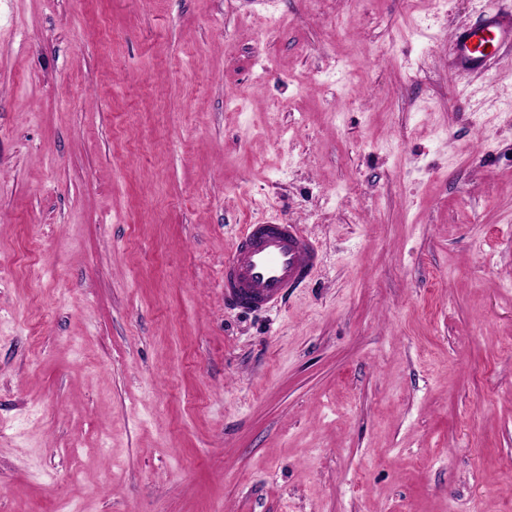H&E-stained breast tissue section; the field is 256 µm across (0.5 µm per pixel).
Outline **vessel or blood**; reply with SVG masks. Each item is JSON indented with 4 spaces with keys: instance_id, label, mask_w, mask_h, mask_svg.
Listing matches in <instances>:
<instances>
[{
    "instance_id": "1",
    "label": "vessel or blood",
    "mask_w": 512,
    "mask_h": 512,
    "mask_svg": "<svg viewBox=\"0 0 512 512\" xmlns=\"http://www.w3.org/2000/svg\"><path fill=\"white\" fill-rule=\"evenodd\" d=\"M512 38V16H493L455 35V63L483 65L489 51ZM322 257L297 224H248L224 260V299L244 310L277 307L318 270Z\"/></svg>"
}]
</instances>
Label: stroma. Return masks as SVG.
I'll list each match as a JSON object with an SVG mask.
<instances>
[{"instance_id": "35a3bbf8", "label": "stroma", "mask_w": 512, "mask_h": 512, "mask_svg": "<svg viewBox=\"0 0 512 512\" xmlns=\"http://www.w3.org/2000/svg\"><path fill=\"white\" fill-rule=\"evenodd\" d=\"M512 0H0V512L512 505ZM322 264L224 303L244 225ZM509 38H512V16H493L479 25L465 27L455 35V64L467 69L479 68Z\"/></svg>"}]
</instances>
